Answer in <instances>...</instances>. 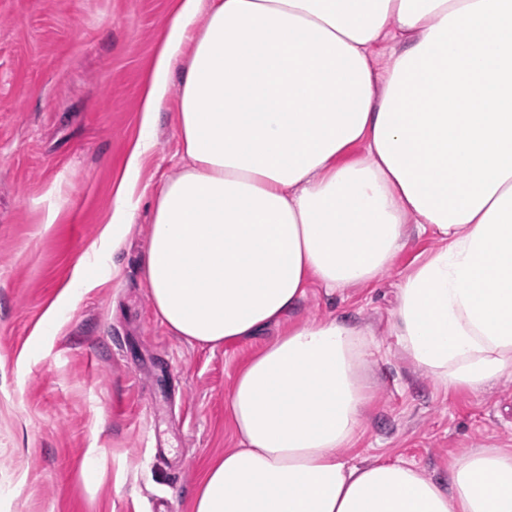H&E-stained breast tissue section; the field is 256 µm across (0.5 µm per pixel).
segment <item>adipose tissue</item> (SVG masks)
<instances>
[{
    "mask_svg": "<svg viewBox=\"0 0 512 512\" xmlns=\"http://www.w3.org/2000/svg\"><path fill=\"white\" fill-rule=\"evenodd\" d=\"M173 90L188 163L153 198L152 307L211 347L283 327L237 374L239 445L192 512H512L508 448L434 477L347 459L370 343L342 318L285 322L312 286L373 284L412 220L441 246L400 284L403 351L444 388L512 371V0H175L99 235L111 250Z\"/></svg>",
    "mask_w": 512,
    "mask_h": 512,
    "instance_id": "obj_1",
    "label": "adipose tissue"
}]
</instances>
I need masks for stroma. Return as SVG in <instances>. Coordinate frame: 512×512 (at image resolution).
<instances>
[{
  "label": "stroma",
  "mask_w": 512,
  "mask_h": 512,
  "mask_svg": "<svg viewBox=\"0 0 512 512\" xmlns=\"http://www.w3.org/2000/svg\"><path fill=\"white\" fill-rule=\"evenodd\" d=\"M171 0H0V512H190L209 462L238 447L228 399L245 360L279 326L210 348L158 319L141 271L149 209L55 330L41 321L97 241L112 185L138 138L139 100ZM167 98L139 187L185 158ZM55 223H45L48 210ZM408 246L373 284L308 289L291 321L344 317L365 331L370 402L348 458L438 476L467 448H512V374L443 388L400 348L392 312L403 277L436 241ZM95 466L103 477L86 484Z\"/></svg>",
  "instance_id": "stroma-1"
}]
</instances>
